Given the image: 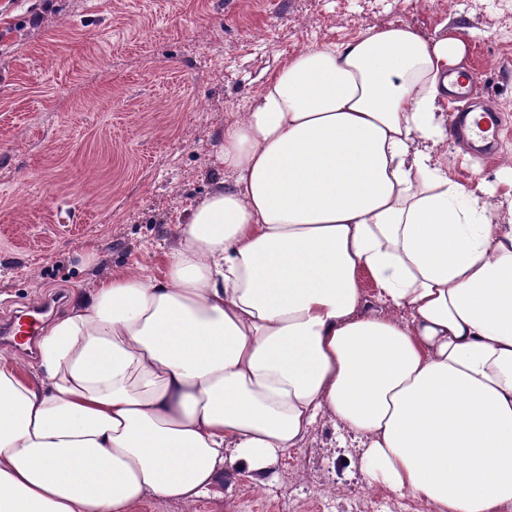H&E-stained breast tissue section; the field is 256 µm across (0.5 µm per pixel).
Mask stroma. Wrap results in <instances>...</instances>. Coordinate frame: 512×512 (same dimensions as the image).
I'll use <instances>...</instances> for the list:
<instances>
[{"instance_id":"stroma-1","label":"stroma","mask_w":512,"mask_h":512,"mask_svg":"<svg viewBox=\"0 0 512 512\" xmlns=\"http://www.w3.org/2000/svg\"><path fill=\"white\" fill-rule=\"evenodd\" d=\"M404 23L453 34L476 108L507 125L485 151L446 140L451 176L492 190L512 224V0H0V317L53 299L65 317L119 270L162 264L177 226L220 182L225 124L284 59ZM327 417L263 488L230 472L206 497H146L131 512H415L368 487L356 441Z\"/></svg>"}]
</instances>
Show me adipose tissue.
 Returning <instances> with one entry per match:
<instances>
[{
  "mask_svg": "<svg viewBox=\"0 0 512 512\" xmlns=\"http://www.w3.org/2000/svg\"><path fill=\"white\" fill-rule=\"evenodd\" d=\"M464 52L397 24L286 58L162 267L99 281L36 373L0 358V512L261 485L327 416L368 486L512 512V224L431 151Z\"/></svg>",
  "mask_w": 512,
  "mask_h": 512,
  "instance_id": "obj_1",
  "label": "adipose tissue"
}]
</instances>
